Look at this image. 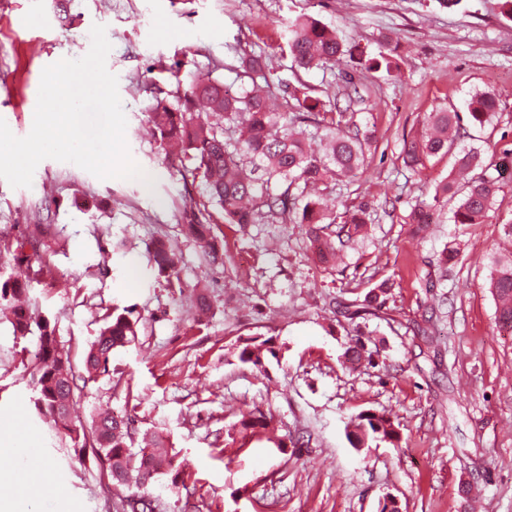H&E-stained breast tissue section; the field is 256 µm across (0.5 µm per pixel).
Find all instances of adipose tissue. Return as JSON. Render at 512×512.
<instances>
[{
  "instance_id": "adipose-tissue-1",
  "label": "adipose tissue",
  "mask_w": 512,
  "mask_h": 512,
  "mask_svg": "<svg viewBox=\"0 0 512 512\" xmlns=\"http://www.w3.org/2000/svg\"><path fill=\"white\" fill-rule=\"evenodd\" d=\"M22 429V420L17 416L0 422V455L16 459L12 470L0 473V485L6 483L13 488L11 495L0 498V512H34L43 487H59L64 482L61 474L46 465L40 449L18 447L17 437Z\"/></svg>"
}]
</instances>
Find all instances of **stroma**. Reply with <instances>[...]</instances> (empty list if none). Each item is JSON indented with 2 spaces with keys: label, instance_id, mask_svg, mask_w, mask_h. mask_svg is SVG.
<instances>
[{
  "label": "stroma",
  "instance_id": "1",
  "mask_svg": "<svg viewBox=\"0 0 512 512\" xmlns=\"http://www.w3.org/2000/svg\"><path fill=\"white\" fill-rule=\"evenodd\" d=\"M501 0H0V118L18 137L31 131L41 74L90 49L93 25L106 28L107 68L118 78L126 141L146 180H101L75 164L46 159L31 187L0 179V231L20 236L48 225L55 244L28 302L47 314L74 362L99 329L98 316L129 307L138 336L115 351L108 370L77 394L75 413L127 414L135 438L161 433L180 465L162 476L156 512H379L384 497L401 512H512V333L498 330L485 283L490 259L512 223V187L487 223L441 215L413 234L402 218L436 180L454 176L452 157L414 173L403 140L424 113L497 95V125L472 144L512 153V22ZM307 13L334 25L367 52L391 53L400 78L357 71V121L372 130L370 167L337 185L336 211L365 203L372 222L333 268L318 266L298 224L227 223L208 205L192 160L166 154L143 131L155 95L177 101L193 75L232 91L239 59L264 51L280 78L344 93L339 68L297 71L284 24ZM206 206L224 261L210 263L179 222L187 204ZM165 241L179 259L178 281L156 278L149 248ZM459 251L441 271L445 248ZM390 288L378 314L349 319L337 302ZM210 311L195 320L198 294ZM270 340L262 367L241 363L242 337ZM361 339L372 363L348 368L344 351ZM35 337L0 319V419L23 412L46 463L66 477L46 487L44 512H116L117 491L91 452L75 455L31 409L29 358ZM377 411L398 424V445L363 451L346 426ZM261 415L267 433L243 430Z\"/></svg>",
  "mask_w": 512,
  "mask_h": 512
}]
</instances>
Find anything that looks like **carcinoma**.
I'll return each instance as SVG.
<instances>
[{"mask_svg":"<svg viewBox=\"0 0 512 512\" xmlns=\"http://www.w3.org/2000/svg\"><path fill=\"white\" fill-rule=\"evenodd\" d=\"M288 54L294 66L310 70L343 63L347 97L357 94L353 73L359 69L384 71L394 77L398 64L380 52L368 54L356 43L343 39L338 30L308 14L288 19ZM240 76L252 87L240 94L229 93L224 84L207 75L196 77L178 105L158 99L150 107L147 122L159 144L177 145L194 161L208 202L224 212L230 224L262 221L306 225L305 234L317 262L323 267L336 263L348 244L365 232L370 214L365 206L341 213L323 210L319 198L338 182H352L369 165L376 151L374 133L354 120V113L340 110L336 99L316 95L312 87L292 85L272 73L267 57L251 54L241 60ZM499 99L487 92L466 101V112L454 106L439 107L424 114L421 130L403 142L401 158L415 171L431 157L451 154L455 166L467 173L462 184L446 178L434 186L431 200L415 202L404 223L418 228L427 225L431 209L456 200L451 221L455 224H483L489 218L496 197L512 184V160L489 161L480 149L466 146L468 128L484 127L498 117ZM186 232L199 240L207 254L217 259L221 250L210 235L205 214L193 207L181 216ZM13 260V272L0 281V302L10 301L41 282L44 266L33 267L25 242L0 238V257ZM154 273L173 283L178 258L174 250L159 241L151 250ZM489 288L496 303V322L512 330V254L491 262ZM103 326L85 353L84 371H75L70 351L60 345L49 318L26 309L14 312V334L36 336L31 362L33 406L37 416L62 430L74 448H92L94 456L109 462L108 476L115 488L129 493L119 498L129 510L139 504L140 512H154L152 487L158 478L178 470L165 440L155 436L150 447L133 450L129 419L111 411L93 415L86 426L71 417L78 381L88 383L105 373L112 353L135 342L138 319L133 310L113 309L102 317ZM247 338L239 359L256 367L262 365L263 346ZM345 362L353 367L366 358L364 344L356 340L345 350ZM355 447L376 441L397 442L399 432L384 414L363 412L353 420Z\"/></svg>","mask_w":512,"mask_h":512,"instance_id":"obj_1","label":"carcinoma"}]
</instances>
